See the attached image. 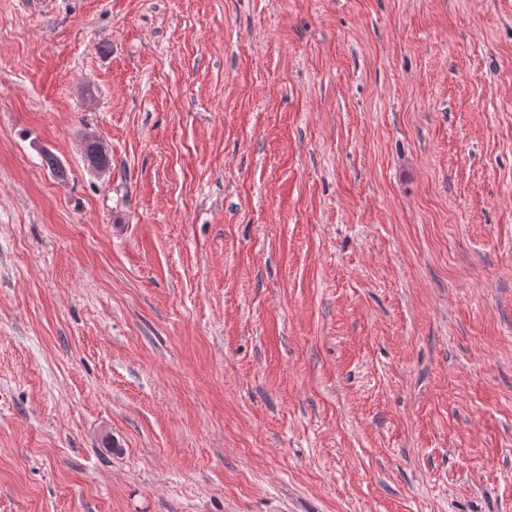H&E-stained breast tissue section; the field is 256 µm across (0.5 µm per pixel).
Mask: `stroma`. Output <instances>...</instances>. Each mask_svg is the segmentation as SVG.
Wrapping results in <instances>:
<instances>
[{
    "mask_svg": "<svg viewBox=\"0 0 512 512\" xmlns=\"http://www.w3.org/2000/svg\"><path fill=\"white\" fill-rule=\"evenodd\" d=\"M0 512H512V0H0Z\"/></svg>",
    "mask_w": 512,
    "mask_h": 512,
    "instance_id": "35a3bbf8",
    "label": "stroma"
}]
</instances>
